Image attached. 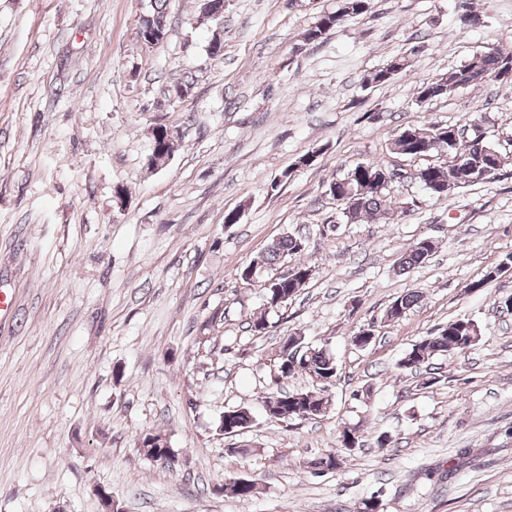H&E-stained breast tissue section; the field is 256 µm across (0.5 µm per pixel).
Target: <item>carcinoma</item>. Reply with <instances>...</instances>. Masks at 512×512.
Wrapping results in <instances>:
<instances>
[{
  "mask_svg": "<svg viewBox=\"0 0 512 512\" xmlns=\"http://www.w3.org/2000/svg\"><path fill=\"white\" fill-rule=\"evenodd\" d=\"M169 0H150L148 13L141 19L139 37L143 43L155 46L168 35ZM368 9V0H341L334 12H328L311 26L305 38L318 41L329 31L340 26L346 19L360 16ZM408 61L403 56L390 59L383 67L372 72L370 82L382 84L394 75L406 70ZM496 80L512 82V47L502 45L490 51L476 55L464 65L448 71L442 77L423 82L418 87V98L430 101L450 96L466 87L480 86L487 81ZM160 154L170 155L175 150L178 131L160 125L156 128ZM444 142L443 152L451 156L444 164H429L418 171V181L428 184H446L455 187H467L495 178L502 166V154L497 145L477 137L469 138L462 127L441 126L433 123L427 126H409L403 129L393 143V149L402 155L412 157L426 156L437 151L436 144ZM388 170L378 164H357L350 168L342 178L329 185V192L336 201L345 205L344 216L353 224L360 218L375 214L383 209L390 199L387 198L388 187H372L370 178L384 176ZM307 248V241L296 234L280 237L268 249L265 263L276 265L286 258L295 259ZM434 243L424 238L416 242L400 258L399 268L403 271L416 268L431 256ZM294 275L279 277L272 281L260 277V267H245L240 278L252 285L260 284L264 290V310L250 323L251 330L260 335L266 333L268 321L266 314L287 306L297 296L301 284L310 277L311 267L304 263H294ZM422 294L411 290L398 297L386 311V318L397 320L421 302ZM481 336L478 323L468 318H458L437 330L430 336L420 339L408 347L398 360V367L413 372L435 357H442L452 351L465 353L475 344L474 337ZM274 380L288 377L295 373H304L325 388L336 381L337 367L333 356L322 348H316L305 342V337L294 334L288 336L273 359ZM265 415L271 421L286 422L298 420L302 416L309 418L322 414L327 401L320 392L313 390H296L283 392L271 390L266 393ZM254 423V416L246 407H233L224 411L219 428L225 435L246 429ZM138 446L146 455L161 460L169 466H175V454L166 438L159 433H145L138 439ZM218 491L238 498H248L257 491V484L243 485L237 478H229L218 487Z\"/></svg>",
  "mask_w": 512,
  "mask_h": 512,
  "instance_id": "1",
  "label": "carcinoma"
}]
</instances>
